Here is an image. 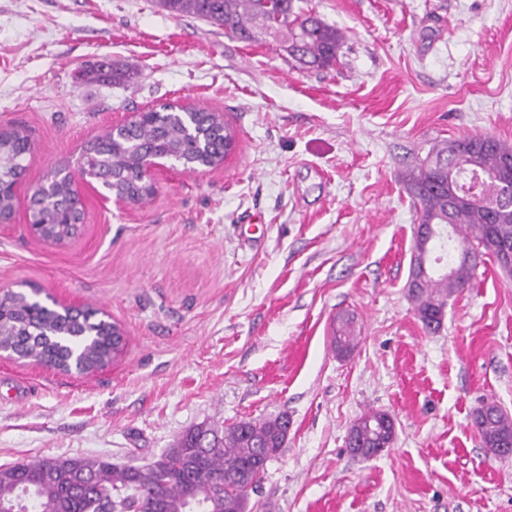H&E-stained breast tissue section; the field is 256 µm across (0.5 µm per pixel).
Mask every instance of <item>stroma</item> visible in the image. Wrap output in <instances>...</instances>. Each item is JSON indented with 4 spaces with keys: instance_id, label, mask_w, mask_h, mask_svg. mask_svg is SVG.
I'll return each instance as SVG.
<instances>
[{
    "instance_id": "stroma-1",
    "label": "stroma",
    "mask_w": 512,
    "mask_h": 512,
    "mask_svg": "<svg viewBox=\"0 0 512 512\" xmlns=\"http://www.w3.org/2000/svg\"><path fill=\"white\" fill-rule=\"evenodd\" d=\"M298 5L343 34L333 67L155 0H0V127L34 146L0 231V292L36 288L124 331L89 374L0 358V464L142 465L201 423L284 414L254 512H512V457L472 424L488 401L512 416V276L484 259L427 331L402 182L439 141L512 146V0ZM104 58L130 81L94 78ZM173 101L223 113V166L162 170L154 196L123 208L83 186L77 236H29V187L106 126ZM343 321L358 338L345 357ZM370 411L395 440L363 459L347 440Z\"/></svg>"
}]
</instances>
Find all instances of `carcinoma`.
I'll return each instance as SVG.
<instances>
[{"instance_id":"cac0c4a2","label":"carcinoma","mask_w":512,"mask_h":512,"mask_svg":"<svg viewBox=\"0 0 512 512\" xmlns=\"http://www.w3.org/2000/svg\"><path fill=\"white\" fill-rule=\"evenodd\" d=\"M174 15H192L224 27L227 34L255 42L271 37L288 55L309 68L327 69L343 43L339 30L312 13L295 10V0H158ZM29 136L15 128L0 132V175L23 173L32 162ZM182 149L195 155L180 126L151 117L135 134L116 142L96 139L86 153L104 173L117 170L133 181L143 156ZM512 147L491 137L472 134L435 145L404 178L412 197L416 223L434 224L433 238L451 227L458 235L450 272L409 284V295L425 329L442 324L448 299L466 288L481 256L492 257L512 273V209L499 203L504 191L505 158ZM65 177L54 182L39 220L51 223L50 234L71 233L53 223L67 196ZM0 344L65 370L73 348L83 363L100 369L112 355V325L93 320L82 327L69 312L48 306L34 295L7 293L0 300ZM333 346L347 354L357 346L348 323L333 337ZM288 416L244 419L228 426L217 422L184 431L171 448L142 466H118L98 457H46L0 465V512H246L267 463L283 448ZM483 444L495 455L512 444V417L494 403L473 414ZM359 448H371L376 432L358 421L352 426Z\"/></svg>"}]
</instances>
